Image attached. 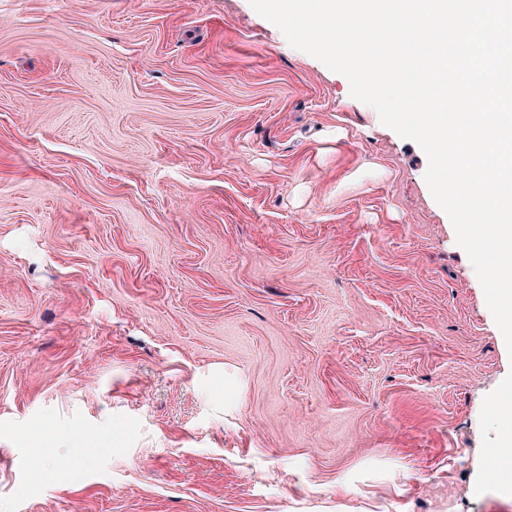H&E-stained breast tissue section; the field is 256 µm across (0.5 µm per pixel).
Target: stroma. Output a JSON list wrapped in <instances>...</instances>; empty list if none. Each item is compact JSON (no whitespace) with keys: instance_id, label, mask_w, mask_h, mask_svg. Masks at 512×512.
<instances>
[{"instance_id":"stroma-1","label":"stroma","mask_w":512,"mask_h":512,"mask_svg":"<svg viewBox=\"0 0 512 512\" xmlns=\"http://www.w3.org/2000/svg\"><path fill=\"white\" fill-rule=\"evenodd\" d=\"M427 167L249 0H0V512H512Z\"/></svg>"}]
</instances>
